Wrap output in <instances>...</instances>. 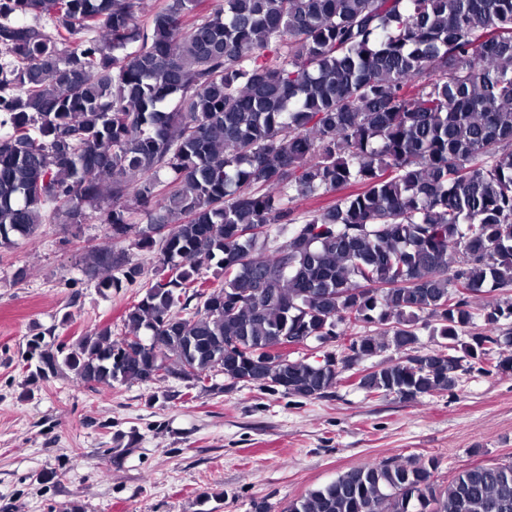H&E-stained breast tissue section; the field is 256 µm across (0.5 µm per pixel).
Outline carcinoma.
<instances>
[{"label":"carcinoma","instance_id":"obj_1","mask_svg":"<svg viewBox=\"0 0 512 512\" xmlns=\"http://www.w3.org/2000/svg\"><path fill=\"white\" fill-rule=\"evenodd\" d=\"M142 2L0 0V247L97 213L79 267L100 293L144 277L129 240L167 270L120 341L33 340L39 371L110 388L174 364L318 399L391 347L359 387L404 400L453 391L465 360L511 373L512 295L492 293L512 290V0H163L145 26ZM423 316L442 348L417 350ZM359 323L383 339L270 355ZM286 512H512V462L438 489L383 461ZM342 342V339H336V341L321 344V342L313 339L307 341L305 345L296 347L299 343H297L295 339L285 336L274 352L278 354H285V351L290 349L287 352L289 359H304L307 362H316L327 352H336V354L340 356L341 352H343V348L341 346L343 345Z\"/></svg>","mask_w":512,"mask_h":512}]
</instances>
